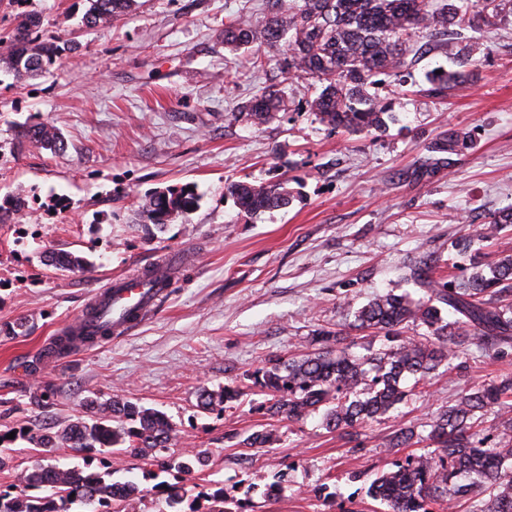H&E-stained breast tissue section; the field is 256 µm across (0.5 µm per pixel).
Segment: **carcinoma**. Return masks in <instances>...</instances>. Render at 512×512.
I'll return each instance as SVG.
<instances>
[{
    "instance_id": "cac0c4a2",
    "label": "carcinoma",
    "mask_w": 512,
    "mask_h": 512,
    "mask_svg": "<svg viewBox=\"0 0 512 512\" xmlns=\"http://www.w3.org/2000/svg\"><path fill=\"white\" fill-rule=\"evenodd\" d=\"M137 0H87L81 23L100 29L128 14ZM512 14V0H268L259 24L235 20L224 24L222 39L231 51L249 47L260 39L283 51V70L307 76L321 84L311 109L319 121L348 134L384 132L392 118V102L372 92L378 77L398 76L416 54L419 33L434 36L451 27L490 31ZM44 19L39 12L22 15L12 34L0 39V69L15 84L50 72L65 52L77 44L56 38L41 39ZM431 92L445 96L466 82L456 73H433ZM287 110L281 90L270 86L252 97L238 116L256 126ZM16 140L34 143L54 154L66 150L62 133L47 122L16 126ZM469 136L450 130L435 143V151L453 154L466 148ZM245 215H257L290 204L282 183L255 184L229 181L224 185ZM201 195L189 185L167 186L146 197L138 221L162 229L178 216L194 211ZM47 265L60 271L87 270L89 259L68 251L52 252ZM414 278L427 289L423 300L388 291L356 311L357 327L385 338L386 344L358 356L342 345L341 332L322 330L318 351L279 360L254 377V385L265 396L264 414L279 421H301L322 413L327 429L364 427L383 417L404 401L405 380H425L439 366L457 368L460 346L478 340L486 350L512 344V307L501 305L504 294H512V256L490 264L476 263L472 272L455 282H435L427 271L414 270ZM447 307L451 320L442 317ZM425 332L408 335L410 327ZM512 393V379L482 384L462 392L454 404L436 412L429 421L426 439L434 451L412 454L395 469L384 471L371 482L370 497L385 505L386 512H441L447 501L478 492L484 499L471 503L472 512H512V422H504L498 446L486 447V436L478 429V413ZM240 390L226 386L220 392L203 391L200 407L212 410L231 407ZM96 417L69 424L62 432L48 429L26 432L22 438L45 452L62 441L86 457L114 452L144 456L161 453L157 466L176 471L181 479L201 465L199 455L185 452L164 456L176 427L168 417L120 396L105 403L86 401ZM272 431L255 432L243 440L249 448L274 443ZM167 505L176 508L187 490L182 485H163ZM140 493L138 484L112 480V472L88 468L40 465L22 473L19 483L0 489V512H124ZM221 504L205 507L201 500ZM234 499L220 487L194 500L189 512H241L232 508Z\"/></svg>"
}]
</instances>
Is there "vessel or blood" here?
<instances>
[{"instance_id": "vessel-or-blood-1", "label": "vessel or blood", "mask_w": 512, "mask_h": 512, "mask_svg": "<svg viewBox=\"0 0 512 512\" xmlns=\"http://www.w3.org/2000/svg\"><path fill=\"white\" fill-rule=\"evenodd\" d=\"M183 258V253L172 251L155 260L148 269L110 279L92 294L84 312L57 329V337L79 330L94 336L102 326L106 327L108 338L126 335L159 310L169 294L167 278Z\"/></svg>"}]
</instances>
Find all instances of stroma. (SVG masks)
Masks as SVG:
<instances>
[{
    "label": "stroma",
    "mask_w": 512,
    "mask_h": 512,
    "mask_svg": "<svg viewBox=\"0 0 512 512\" xmlns=\"http://www.w3.org/2000/svg\"><path fill=\"white\" fill-rule=\"evenodd\" d=\"M111 27L86 30V0H0V37L21 14L44 16L45 35L80 42L50 76L20 87L0 75V198L18 195L30 211L0 224V430H61L89 418L87 398H128L164 412L176 426L172 453L204 457L186 488L218 484L252 512H383L367 493L376 474L408 452L432 451L426 426L462 390L512 376V346L464 348L453 371L438 368L425 391L350 437L326 429L321 415L271 420L251 376L317 348V330H340L356 354L380 346L354 328L358 308L387 291L420 298L406 266L430 262L433 279L462 278L472 261L512 255V228L472 240L476 226L512 207V17L494 31H453L419 55L401 82L384 80L394 102L383 133L349 135L311 110L312 80L285 77L282 56L261 43L232 53L225 23L261 22L266 0H138ZM468 74L462 89L429 94L426 74ZM287 111L254 126L242 106L268 86ZM47 121L67 141L61 155L15 145V125ZM468 132L461 152L438 157L448 130ZM281 181L293 196L283 209L240 214L225 180ZM191 183L197 210L164 229L136 221L151 191ZM170 249L185 252L165 308L129 336L39 364L42 346L109 278ZM93 260L89 271L47 266L51 251ZM242 388L234 408L200 411L202 390ZM43 402H33L35 394ZM402 427L423 440L414 449L383 441ZM272 429L278 440L248 448L244 438ZM0 486L43 464L35 445L8 443ZM117 478L143 492L135 512H169L154 487L170 481L152 457L116 454ZM279 484L270 497L266 489Z\"/></svg>",
    "instance_id": "obj_1"
}]
</instances>
